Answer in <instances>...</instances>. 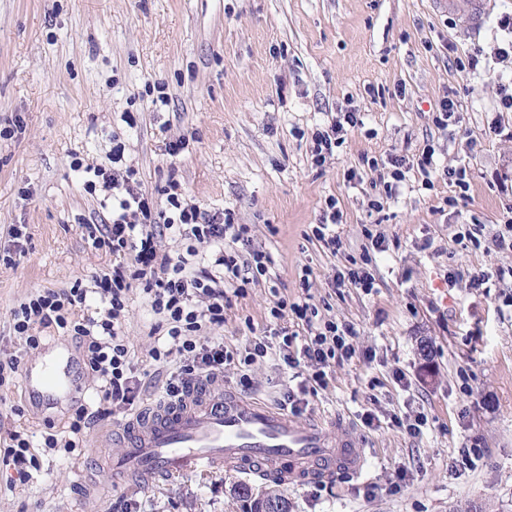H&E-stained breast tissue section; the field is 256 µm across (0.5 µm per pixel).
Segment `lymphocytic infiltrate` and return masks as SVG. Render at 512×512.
Masks as SVG:
<instances>
[{
    "mask_svg": "<svg viewBox=\"0 0 512 512\" xmlns=\"http://www.w3.org/2000/svg\"><path fill=\"white\" fill-rule=\"evenodd\" d=\"M360 123L359 112L351 109L340 113L328 129L313 132L314 164L324 165L343 143L348 128ZM387 163L385 194L389 197L414 169L422 175L425 188H433L438 178L463 191L469 188L466 167H438L429 146L417 161L391 156ZM95 175V180L86 182L85 189L91 194L99 188L110 192L112 217L100 225L93 242L97 248L118 256V263L111 272L95 278L93 289L77 283L68 289L37 292L13 310L12 326L31 349L40 345L39 337L33 334L38 327L54 326L78 339L88 366L100 381L104 402L133 404L138 390L122 322L127 293L135 283L141 285L152 311L166 325V340L153 348L152 357L175 367L164 387L170 401H180L201 377H214L223 372L225 365L237 361L249 367L271 356L291 371L306 364L313 369L298 390L286 391L279 401L281 409L296 413L302 395L326 387V367L352 357L353 326L320 318L317 307L305 296L279 299L270 315L276 320L295 315L305 325L306 336L284 327L277 333V342H269L264 336L252 337L240 355L229 350L220 337L199 343L201 333L223 326L225 309L231 307L233 299L244 296L251 277L268 274L271 258L253 249L249 255H240L238 245L249 246L251 242L248 225L235 223L228 212L211 214L202 210L188 199L176 179H168L160 188L166 204L157 210L142 193L133 168L122 172L99 168ZM159 227L187 241L185 254L173 256L162 251L155 233ZM203 245L211 247L213 262L196 270L190 268L189 257L198 256ZM92 292L99 294L103 307L96 314H82Z\"/></svg>",
    "mask_w": 512,
    "mask_h": 512,
    "instance_id": "f902f5d3",
    "label": "lymphocytic infiltrate"
}]
</instances>
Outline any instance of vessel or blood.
Wrapping results in <instances>:
<instances>
[{"mask_svg": "<svg viewBox=\"0 0 512 512\" xmlns=\"http://www.w3.org/2000/svg\"><path fill=\"white\" fill-rule=\"evenodd\" d=\"M464 4L472 27H480L488 0H447L448 9ZM23 383L37 407L70 400L75 393L71 363L25 369ZM120 453L109 462L114 482L135 477L149 482L190 471L260 476L282 483L318 481L345 471L359 473L364 462L361 441L350 430L329 437L319 425L293 417L255 400L225 391L217 381L194 390L182 401L154 404L127 421Z\"/></svg>", "mask_w": 512, "mask_h": 512, "instance_id": "1", "label": "vessel or blood"}]
</instances>
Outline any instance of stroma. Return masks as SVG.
<instances>
[{"label": "stroma", "mask_w": 512, "mask_h": 512, "mask_svg": "<svg viewBox=\"0 0 512 512\" xmlns=\"http://www.w3.org/2000/svg\"><path fill=\"white\" fill-rule=\"evenodd\" d=\"M490 3L475 31L433 0H0V125L12 131L0 138V358H82L78 339L54 330L26 351L11 313L36 291L89 288L111 270V253L86 231L110 211L84 184L111 168L120 145L155 204L175 177L208 212L249 225L253 248L273 258L270 277L226 309L217 330L226 345L244 348L270 325L278 298L305 292L321 318L357 332L354 355L329 368L328 388L308 395L302 417L357 432L364 470L283 487L290 512H465L472 503L512 512V277L487 289L446 279L453 268H512V251L496 243L512 208V112L498 95L512 65L495 57L512 39L498 25L512 0ZM477 49L476 69H456L454 57ZM451 91L460 120L437 127L433 110ZM342 109L363 123L315 166L311 134ZM180 137L185 149L168 155L166 143ZM428 146L439 165H466L467 192L440 180L422 189L413 171L390 199L362 162L413 159ZM352 169L359 182H349ZM331 197L343 213L335 251L309 236ZM373 199L381 210L370 209ZM14 224L26 227L21 253L4 248ZM470 224L482 227L479 246L458 241ZM353 261L374 274L372 292L334 287ZM160 323L141 288H130L124 334L139 394L133 407L91 420L72 451L41 443L67 431L73 404L37 409L22 381L0 387V447L10 431L24 432L39 462L26 482L0 464V512H247L237 486L259 491L263 482L221 469L139 488L110 481L112 450L95 434L120 430L162 397L167 372L151 357ZM252 378L249 397L271 405L288 387L272 361L254 365ZM419 413L426 424L413 437L398 421ZM475 438L482 459L457 466Z\"/></svg>", "instance_id": "stroma-1"}]
</instances>
